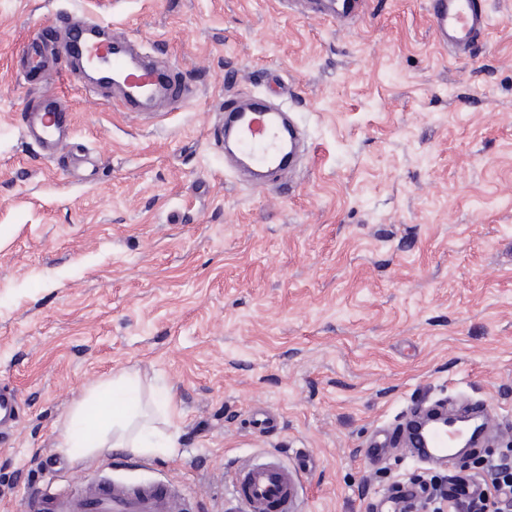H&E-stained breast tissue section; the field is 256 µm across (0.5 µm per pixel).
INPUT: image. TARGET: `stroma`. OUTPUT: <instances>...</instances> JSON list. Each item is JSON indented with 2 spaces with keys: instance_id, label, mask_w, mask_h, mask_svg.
<instances>
[{
  "instance_id": "35a3bbf8",
  "label": "stroma",
  "mask_w": 512,
  "mask_h": 512,
  "mask_svg": "<svg viewBox=\"0 0 512 512\" xmlns=\"http://www.w3.org/2000/svg\"><path fill=\"white\" fill-rule=\"evenodd\" d=\"M428 0H380L340 24L284 0H0V512L48 475L183 482L233 512L225 472L273 452L306 512H372L405 479L454 465L382 426L461 396L512 441V0L454 58ZM68 12L158 46L190 101L139 118L68 72L73 134L51 158L21 135L16 57ZM282 87L307 154L256 188L224 161V98ZM121 371L168 399L175 456L55 452L75 401ZM278 416L256 427L253 410Z\"/></svg>"
}]
</instances>
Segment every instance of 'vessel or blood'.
Masks as SVG:
<instances>
[{
    "label": "vessel or blood",
    "instance_id": "1",
    "mask_svg": "<svg viewBox=\"0 0 512 512\" xmlns=\"http://www.w3.org/2000/svg\"><path fill=\"white\" fill-rule=\"evenodd\" d=\"M370 0H302L314 17L336 22L364 16ZM428 13L437 45L450 55L473 52L483 41L489 16L486 0H429ZM98 24L60 15L46 27L47 37L28 46L20 59L30 77V95L21 112L22 132L47 154L65 148L71 135L69 113L50 85L55 71L47 57L48 38L64 32L67 62H81L95 76L89 92L115 90L129 112L151 113L159 104L183 99L188 85L170 67L125 36L97 38ZM225 123L214 132L219 142H234L237 161L250 171L288 177L296 170L297 131L284 113L263 97H228ZM429 451L417 452L419 463L433 464L448 452V436L430 435ZM239 512H298L299 475L278 455L240 460L228 479ZM190 490L169 481L130 484L103 475L78 482L76 490L44 483L27 495L24 512H185Z\"/></svg>",
    "mask_w": 512,
    "mask_h": 512
}]
</instances>
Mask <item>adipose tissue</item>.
Segmentation results:
<instances>
[{"mask_svg":"<svg viewBox=\"0 0 512 512\" xmlns=\"http://www.w3.org/2000/svg\"><path fill=\"white\" fill-rule=\"evenodd\" d=\"M140 388L139 375L128 371L99 382L65 417L57 451L78 465L111 450L137 457L175 455L174 435L159 428Z\"/></svg>","mask_w":512,"mask_h":512,"instance_id":"obj_1","label":"adipose tissue"}]
</instances>
